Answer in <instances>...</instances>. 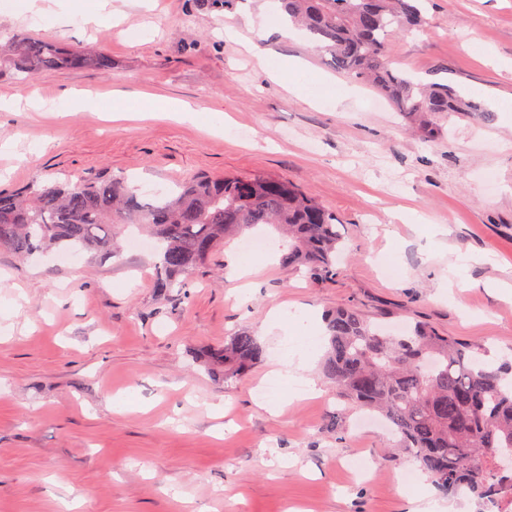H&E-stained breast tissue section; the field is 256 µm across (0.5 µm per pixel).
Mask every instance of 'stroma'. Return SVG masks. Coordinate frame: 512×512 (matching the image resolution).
I'll list each match as a JSON object with an SVG mask.
<instances>
[{
  "mask_svg": "<svg viewBox=\"0 0 512 512\" xmlns=\"http://www.w3.org/2000/svg\"><path fill=\"white\" fill-rule=\"evenodd\" d=\"M426 10L423 31L394 38L396 59L461 95L479 89L485 109L448 118L434 138L409 133L388 101L308 39L269 29L265 47L335 79L309 83L303 98L288 92L224 38L225 26L249 29L253 8L207 13L194 0H160L135 45L114 28L0 16L7 33L112 59L105 74H2V99L83 90L140 109L156 93L230 120L211 131L141 109L116 121L2 110L0 142L12 145L0 152V190L102 169L160 186L265 175L313 196L345 240L328 282L275 253L244 262L234 239L166 295L154 288L149 246L72 261L1 250L0 512H66L75 498L76 512H420V484L399 481L415 459L378 418L327 387L280 413L255 393L282 349L261 327L283 302L319 320L347 306L390 327L423 324L485 340L489 361L512 360V123L493 109L512 102V0H428ZM414 210L425 223L405 221ZM243 329L264 356L227 382L200 355Z\"/></svg>",
  "mask_w": 512,
  "mask_h": 512,
  "instance_id": "stroma-1",
  "label": "stroma"
}]
</instances>
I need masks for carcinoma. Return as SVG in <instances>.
Wrapping results in <instances>:
<instances>
[{
    "label": "carcinoma",
    "mask_w": 512,
    "mask_h": 512,
    "mask_svg": "<svg viewBox=\"0 0 512 512\" xmlns=\"http://www.w3.org/2000/svg\"><path fill=\"white\" fill-rule=\"evenodd\" d=\"M197 2L226 13L244 0ZM276 2L330 56L332 67L385 96L425 136L438 135L449 116L483 111L452 85L418 83L396 63L390 38L428 24L425 0ZM111 68L104 53L74 52L44 37L16 36L0 44V72L25 80L48 71ZM118 225H134L153 240L160 294L205 264L226 238L258 226L288 237L283 264L316 281L336 275L343 247L336 216L275 177H194L150 201L140 199L127 177L109 172L53 182L37 178L22 193L0 192V250L20 257L46 248L112 256L121 249ZM326 338L321 372L336 396L383 419L438 488L484 503L512 492V465L501 457L512 455V364L486 361L481 340L443 336L424 325L403 334L386 331L353 307L327 314ZM263 354L256 336L242 330L204 356L228 381Z\"/></svg>",
    "instance_id": "carcinoma-1"
}]
</instances>
